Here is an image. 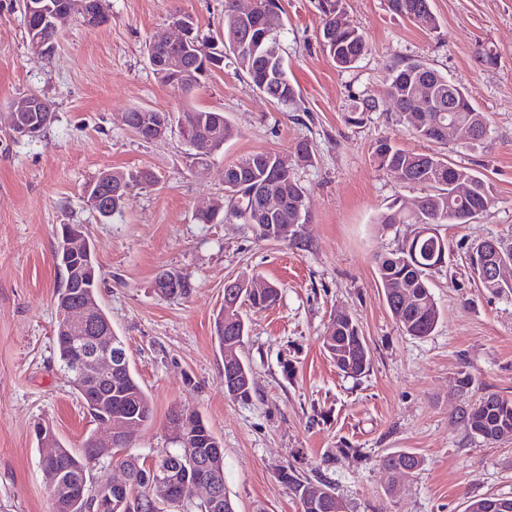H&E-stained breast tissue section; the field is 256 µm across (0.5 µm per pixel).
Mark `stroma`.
I'll use <instances>...</instances> for the list:
<instances>
[{
	"instance_id": "stroma-1",
	"label": "stroma",
	"mask_w": 512,
	"mask_h": 512,
	"mask_svg": "<svg viewBox=\"0 0 512 512\" xmlns=\"http://www.w3.org/2000/svg\"><path fill=\"white\" fill-rule=\"evenodd\" d=\"M279 49L299 94L298 109L275 105L234 66L185 89L157 80L146 45L191 14L204 36H220L224 0H109L108 20H72L51 55L31 50L18 0H0V512H51L35 423L46 422L80 449L106 426L93 418L60 367L56 294L64 273L54 258L56 229L83 224L101 272L98 301L121 336L153 407L127 456L148 462L166 445L173 409L199 413L224 448V488L236 512H302L293 479L324 480L345 512H466L475 499L512 497V440L488 443L460 416L488 393L512 399V293L494 294L471 278L466 251L494 239L512 247V0H431L429 31L393 14L388 0H340L369 42L354 67L337 69L321 42L318 0H280ZM493 49L496 66L479 64ZM419 60L464 88L489 127L477 150L409 135L386 96L390 66ZM36 93L54 120L40 138L10 130L12 100ZM375 99L360 122L356 97ZM222 112L238 134L207 165L191 163L177 134L135 136L122 115L134 107ZM392 137L417 153L443 151L492 184L497 203L470 224L438 228L450 250L431 273L440 319L416 338L402 333L377 269L410 228L385 230L379 214L413 201L422 186L377 168L375 142ZM309 140L310 164L294 162ZM258 151L291 162L307 195L301 242L258 239L235 218L200 224L195 210L223 196L225 164ZM150 169L156 185L134 189L120 214L104 220L83 189L106 169ZM188 277L182 299L156 294L158 273ZM258 276L281 286L274 307L243 306L249 400L224 392V357L215 317L224 284ZM349 314L370 351L360 375L340 371L322 348L331 316ZM468 387H461L462 377ZM409 452L407 474L380 459Z\"/></svg>"
}]
</instances>
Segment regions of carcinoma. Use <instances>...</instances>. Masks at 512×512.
I'll list each match as a JSON object with an SVG mask.
<instances>
[{
  "instance_id": "carcinoma-1",
  "label": "carcinoma",
  "mask_w": 512,
  "mask_h": 512,
  "mask_svg": "<svg viewBox=\"0 0 512 512\" xmlns=\"http://www.w3.org/2000/svg\"><path fill=\"white\" fill-rule=\"evenodd\" d=\"M259 13L265 16L271 35L269 40L277 38L282 26L279 0H258ZM389 9L421 27L434 30L438 26L437 18L431 10L430 0H388ZM320 8L326 16L325 26L333 27L332 39L327 51L336 67L348 69L353 67L369 50V44L363 32L349 21L339 22L342 11L339 0H321ZM251 25V18H244L235 13L232 0H224V49L232 56V64L244 72L254 86L270 100L281 105L290 106L297 102V91L288 77L282 56L268 59L267 44H257L254 49L237 50V44ZM159 54H181L186 66L179 73H156L163 84L173 81H186L198 84L207 80L213 71L203 67L196 56L185 48L153 47ZM453 88L457 98V110L439 112L440 106H448V88ZM386 93L400 115L402 126L414 136L437 144H448V124L468 122L482 130H487L488 119L472 103L463 88L452 85L448 78L420 61H409L393 66L386 78ZM423 105L427 111L418 115L411 110ZM131 126L147 125L165 117L180 121L185 119L190 129L199 137L188 141L191 162L207 164L209 158L224 144L237 136V130L224 116V113L189 107L179 113L163 112L149 109L139 111L135 107L129 110ZM273 157L269 152H256L240 158L224 167V198L228 200L227 214L255 227L261 240H281L279 228L294 225L290 243H298L299 228L307 217L306 192L293 175L279 180L275 188L284 198L282 211L274 218H267L261 209L259 197L254 188L265 179L266 161ZM374 162L378 168L392 170L402 168L414 184L426 189V194L419 198V206L409 211L402 203L395 202L388 211L377 218V223L384 228L395 224L413 226L409 235L403 239L400 247L378 261L379 276L384 288L388 307L401 331L418 338L430 335L439 319V311L431 293L428 276L437 267L441 254L448 251V243L443 237L433 235L419 236V230L427 224H456L455 216H465L477 210L487 214L496 204L492 185L477 171L455 165L438 153L418 154L397 147L385 138L375 146ZM240 170L241 176L234 175ZM112 174V180H128L131 188L144 187L156 182V176L149 169L106 170L99 173L101 177ZM458 178L470 181L472 189L469 196L459 198L453 195V183ZM479 241L469 248L468 265L473 278L480 287L492 293L512 292V282H496L482 277V248ZM167 275L181 277L180 288L168 289L164 297L178 299L186 297L193 288L192 283L180 276V273L166 270L159 273L155 281ZM100 271L96 259L85 262L82 287L72 290V295L63 297V290L57 293V308H62L69 301L84 297H98ZM402 286L420 296L430 308L400 309L396 305L394 292ZM281 290L276 284L260 298L250 300V305L259 308H271L280 299ZM83 332L80 330L63 331L56 328V346L60 366L70 367L76 345L81 342ZM323 348L332 359L341 357L349 362L352 374L364 373L370 365L368 347L353 319L340 312L330 318L323 336ZM79 398L86 404L90 414L101 421L112 419L113 428H122L132 422L137 426L146 424L152 418V407L146 391L143 389L131 368L126 367L112 372V378L91 392L84 394L77 383H72ZM244 390L246 397H251L253 379L251 372L224 369V392L227 395ZM462 424L469 433L486 441L496 442L512 439V400L491 393L482 397L478 403L463 412ZM185 435L191 448L186 449L178 443H171L165 453L180 458L187 452L207 456L213 448L222 447L221 441L212 433L204 419L197 413L192 415L191 427L185 429ZM56 459L47 464L46 474L55 478L58 490L52 498V512H98L97 498L104 490V481H99L95 491H90L92 469L100 462V451L93 439L85 441L81 452L77 453L57 444ZM107 466L120 464L131 474L132 481L126 488L127 496L137 502L138 512H164L158 507L151 493V475L148 468L124 457L106 456ZM413 461L419 465L417 457L408 453H389L381 458V464L387 469H396ZM197 476L224 486V463L209 464L197 472ZM294 489L299 495L303 512H330L331 504L325 492L332 490L326 483L296 481ZM182 512H235L234 504L227 495L214 506L196 500L183 504Z\"/></svg>"
}]
</instances>
